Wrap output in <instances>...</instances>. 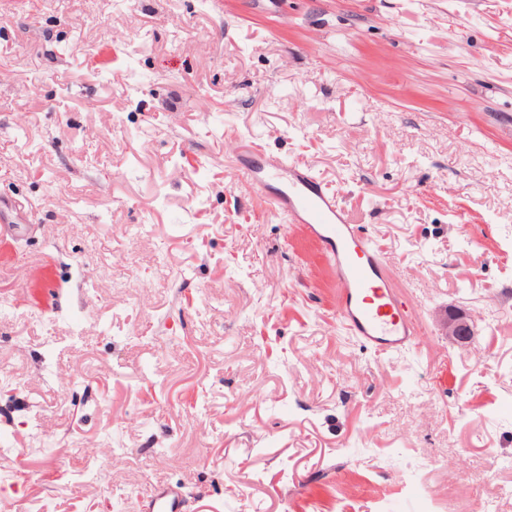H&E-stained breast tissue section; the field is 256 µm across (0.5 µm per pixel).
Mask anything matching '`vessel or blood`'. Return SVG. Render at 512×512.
Masks as SVG:
<instances>
[{
	"mask_svg": "<svg viewBox=\"0 0 512 512\" xmlns=\"http://www.w3.org/2000/svg\"><path fill=\"white\" fill-rule=\"evenodd\" d=\"M239 181L262 197L291 229L319 243L336 288L334 315L361 347L378 356L418 349L423 329L412 300L392 285L384 257L354 224L340 193L330 190L312 164L246 149L225 141ZM181 485L164 484L149 497V512H185Z\"/></svg>",
	"mask_w": 512,
	"mask_h": 512,
	"instance_id": "b4317fda",
	"label": "vessel or blood"
}]
</instances>
